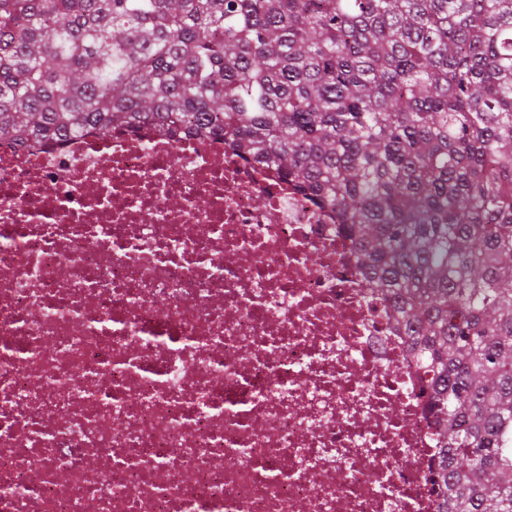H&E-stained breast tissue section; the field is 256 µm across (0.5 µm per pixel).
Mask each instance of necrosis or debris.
<instances>
[{"label":"necrosis or debris","instance_id":"necrosis-or-debris-1","mask_svg":"<svg viewBox=\"0 0 512 512\" xmlns=\"http://www.w3.org/2000/svg\"><path fill=\"white\" fill-rule=\"evenodd\" d=\"M336 215L220 138L0 139V512H437Z\"/></svg>","mask_w":512,"mask_h":512}]
</instances>
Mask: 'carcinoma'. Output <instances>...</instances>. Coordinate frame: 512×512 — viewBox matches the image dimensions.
I'll return each instance as SVG.
<instances>
[{
	"mask_svg": "<svg viewBox=\"0 0 512 512\" xmlns=\"http://www.w3.org/2000/svg\"><path fill=\"white\" fill-rule=\"evenodd\" d=\"M143 125L336 214L431 391L438 512H512V0H0V138Z\"/></svg>",
	"mask_w": 512,
	"mask_h": 512,
	"instance_id": "obj_1",
	"label": "carcinoma"
}]
</instances>
